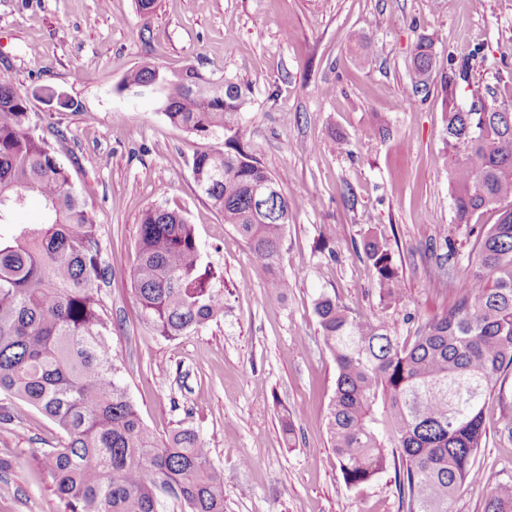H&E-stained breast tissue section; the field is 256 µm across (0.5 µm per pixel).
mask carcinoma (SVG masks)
<instances>
[{
    "instance_id": "cac0c4a2",
    "label": "carcinoma",
    "mask_w": 512,
    "mask_h": 512,
    "mask_svg": "<svg viewBox=\"0 0 512 512\" xmlns=\"http://www.w3.org/2000/svg\"><path fill=\"white\" fill-rule=\"evenodd\" d=\"M433 45L424 36L412 53L413 97L427 89ZM448 83L463 85L476 106L472 112L453 101L446 109L455 223L470 224L482 210L497 214L477 234L476 272L461 285V300L409 341L330 296L315 303L337 368L326 429L343 479L361 488L394 467L403 512H448L460 483L488 484L476 465L486 397L512 371V112L475 96L480 84L467 59L448 56ZM127 88L162 93L169 122L209 140L193 154L194 181L269 270L270 295H286L291 284L277 265L293 203L284 177L247 150L251 87L226 78L217 92L195 69L180 78L143 65L123 78L120 89ZM42 94L78 109L54 89ZM39 130L29 93L0 70V227L12 224L31 195L45 211L42 224L0 232V393L64 433L38 464L65 512H224V473L210 449L191 429L158 441L122 382L100 299L99 229ZM260 186L277 190L263 207L254 200ZM363 251L389 307L401 288L392 253L374 235ZM216 277L202 266L193 227L179 210L143 212L132 276L140 323L166 339L203 329L224 314ZM485 512H512V483L490 489Z\"/></svg>"
}]
</instances>
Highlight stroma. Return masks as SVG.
<instances>
[{"mask_svg": "<svg viewBox=\"0 0 512 512\" xmlns=\"http://www.w3.org/2000/svg\"><path fill=\"white\" fill-rule=\"evenodd\" d=\"M435 40L430 88L410 96L409 63ZM374 54L358 59L363 42ZM475 77L512 98V0H0V66L24 91L51 88L78 103L31 101L99 227L109 274L101 298L112 350L144 423L158 439L194 429L224 473V512H401L394 470L360 488L343 479L326 431L336 364L316 299L336 298L398 335L446 314L475 266L476 234L454 221L448 188L447 58L474 46ZM147 63L192 66L250 85L251 153L294 203L280 256L291 286L269 296L267 272L198 190L191 159L206 141L174 128L160 94L120 90ZM151 206L180 209L202 263L221 274L223 316L167 340L136 319L131 279L138 227ZM335 227L331 242L323 237ZM376 233L394 255L400 299L384 307L359 245ZM0 423V512H63L36 459L57 426L20 400ZM296 430L288 446L281 428ZM512 375L492 392L478 460L490 482L512 481Z\"/></svg>", "mask_w": 512, "mask_h": 512, "instance_id": "35a3bbf8", "label": "stroma"}]
</instances>
